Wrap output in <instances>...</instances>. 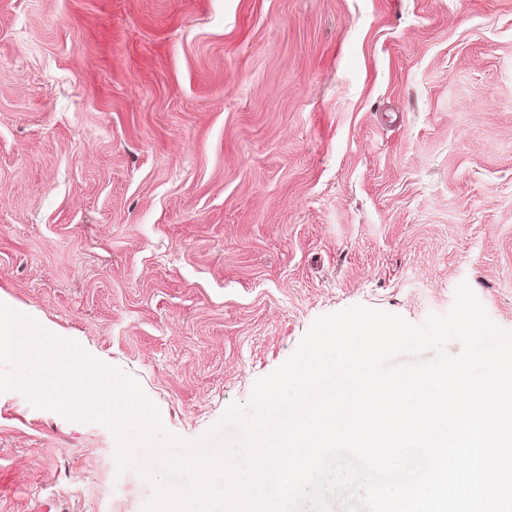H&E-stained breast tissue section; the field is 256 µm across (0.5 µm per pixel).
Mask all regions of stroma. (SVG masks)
Instances as JSON below:
<instances>
[{
	"instance_id": "stroma-1",
	"label": "stroma",
	"mask_w": 512,
	"mask_h": 512,
	"mask_svg": "<svg viewBox=\"0 0 512 512\" xmlns=\"http://www.w3.org/2000/svg\"><path fill=\"white\" fill-rule=\"evenodd\" d=\"M463 282L512 330V0H0V300L176 437ZM116 452L0 394V512H143Z\"/></svg>"
}]
</instances>
